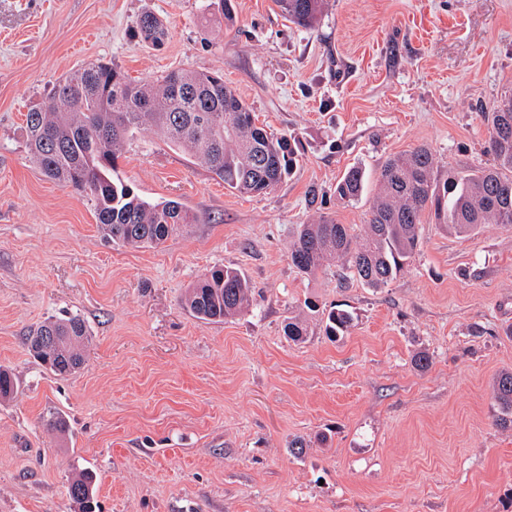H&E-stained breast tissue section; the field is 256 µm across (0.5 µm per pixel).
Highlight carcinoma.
Instances as JSON below:
<instances>
[{
    "label": "carcinoma",
    "mask_w": 512,
    "mask_h": 512,
    "mask_svg": "<svg viewBox=\"0 0 512 512\" xmlns=\"http://www.w3.org/2000/svg\"><path fill=\"white\" fill-rule=\"evenodd\" d=\"M288 22L311 28L326 0H273ZM140 40L154 48L165 43L166 23L147 12L137 21ZM491 135L486 153L491 162L448 174L438 181L436 160L426 146L392 156L382 164L365 224L355 232L321 216L301 224L289 245L292 265L314 275L339 267L343 278L368 287L388 284L419 251L422 216L433 212L448 233L467 236L485 224L512 226V92L483 113ZM28 154L50 180L72 187L91 201L103 235L131 247H158L198 216L176 200L151 203L115 175L117 153L136 134L151 132L187 154L192 162L224 181V187L246 196L268 193L296 167L288 138L276 137L257 125L255 115L218 73L177 71L151 82H134L106 63H89L53 85L44 101L26 113ZM366 173L349 168L336 184V196L358 201ZM254 288L236 268L218 266L200 278L185 295L190 314L219 323L247 311ZM352 311L331 307L323 320L333 339L348 334ZM284 334L298 343L308 326L288 319ZM56 343L31 352L41 366L66 376L84 364L89 328L83 317H48L27 336ZM18 391L13 375L0 368V398ZM497 422H512V372L501 374L494 387ZM96 476L84 471L68 486L80 512H96Z\"/></svg>",
    "instance_id": "carcinoma-1"
}]
</instances>
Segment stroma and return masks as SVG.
I'll use <instances>...</instances> for the list:
<instances>
[{
    "label": "stroma",
    "mask_w": 512,
    "mask_h": 512,
    "mask_svg": "<svg viewBox=\"0 0 512 512\" xmlns=\"http://www.w3.org/2000/svg\"><path fill=\"white\" fill-rule=\"evenodd\" d=\"M232 6L228 27L210 0H0V366L19 385L0 399V512H79L67 487L85 469L100 512H512V427L493 396L512 372V227L460 238L424 214L418 255L379 288L288 257L299 225L363 224L372 190L335 193L349 167L372 181L422 145L442 180L488 162L482 115L512 90V0H328L311 30L273 0ZM146 11L169 28L160 48L135 34ZM97 60L137 82L222 73L298 166L248 197L138 135L118 176L200 221L157 248L106 240L87 199L30 161L25 131L56 80ZM216 265L255 288L223 323L182 305ZM336 304L356 320L333 342L321 311ZM68 313L91 336L62 378L26 337ZM297 315L301 343L283 333Z\"/></svg>",
    "instance_id": "obj_1"
}]
</instances>
